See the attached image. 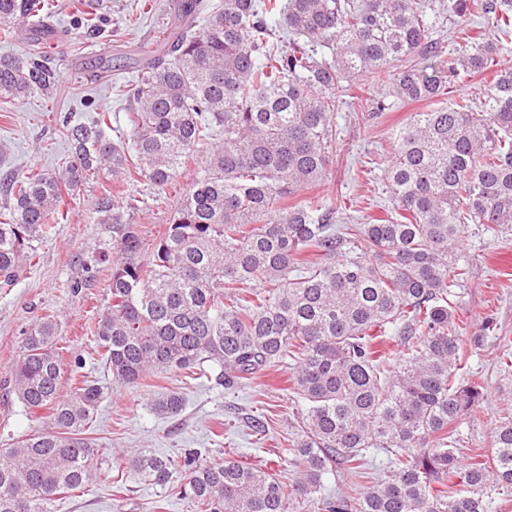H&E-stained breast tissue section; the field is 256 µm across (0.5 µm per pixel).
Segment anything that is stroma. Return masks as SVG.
<instances>
[{"instance_id":"stroma-1","label":"stroma","mask_w":512,"mask_h":512,"mask_svg":"<svg viewBox=\"0 0 512 512\" xmlns=\"http://www.w3.org/2000/svg\"><path fill=\"white\" fill-rule=\"evenodd\" d=\"M48 3L51 35L23 22L12 40L0 41V59L36 51L59 77L56 92L32 93L0 111V146L5 149L0 176L56 168L69 154L63 120L87 122L106 112L112 125H122L124 92L141 80L136 58L160 49L174 21V0H97L99 28L93 31L78 20L79 0ZM337 94L342 107L335 118L336 146L316 193L328 202L342 199L344 223L360 224L391 205L374 159L388 154L393 129L426 105L399 104L375 116L354 82L342 83ZM111 185L112 177L104 171L68 196V219L57 225L52 240L40 244L36 265L21 272L13 287L0 288V445L42 426L13 392L10 370L22 351L25 328L50 310L59 316L58 342L68 350L66 364L84 359V373L105 389L89 432L103 458L101 474L85 492L60 501L57 512H196L191 502L169 489L140 480L127 464L137 449L177 457L192 448L212 462L232 457L267 468L283 480L294 479L298 468L288 438L296 404L289 397L285 367H273L266 376L230 389L174 374L162 376L150 388L115 384L100 362L89 359L86 327L106 304L112 275V227L100 223L95 203ZM121 192L145 201L144 209L128 212L126 219L139 226L146 242H153L176 207L177 195L145 181ZM462 249L469 274L455 306L464 352L461 376L483 392L477 415L459 426L458 455L464 460L488 451L498 413L512 394V373L500 364L505 342H512V234L497 237L483 225L469 224ZM489 318L495 323L491 332L484 329ZM157 390L183 395L180 415L153 409L150 398ZM256 418L265 421V433L251 430Z\"/></svg>"}]
</instances>
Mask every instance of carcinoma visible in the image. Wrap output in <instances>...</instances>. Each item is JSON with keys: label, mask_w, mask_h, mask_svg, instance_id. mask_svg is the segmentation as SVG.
Here are the masks:
<instances>
[{"label": "carcinoma", "mask_w": 512, "mask_h": 512, "mask_svg": "<svg viewBox=\"0 0 512 512\" xmlns=\"http://www.w3.org/2000/svg\"><path fill=\"white\" fill-rule=\"evenodd\" d=\"M45 0H0V37L41 18ZM165 49L138 62L128 92L131 144L111 140L110 116L63 124L72 150L54 171L0 180V287L36 263L38 245L64 221V199L103 170L120 187L166 190L191 161L204 174L144 247L129 206L96 204L112 224L109 298L90 326L91 355L118 383L163 374L196 378L219 368L232 388L282 363L297 401L286 482L235 458L212 463L128 457L141 480L168 487L199 512H487L512 487V411L501 412L488 453L460 467L458 421L482 396L461 381L459 323L450 297L467 277L465 224L512 230V66L468 27L484 17L512 40V0H178ZM456 20L458 46L433 38ZM490 78L484 110L472 99L412 112L393 132L380 167L396 204L366 224H336V205L311 190L336 145V90L390 84L403 103L445 95L461 75ZM57 73L37 55L0 60V103L52 93ZM59 324L46 313L23 331L13 392L46 426L0 448V512H56L98 477L93 426L103 386L84 376L60 392ZM404 347L390 364L389 333ZM153 409L184 407L176 391ZM388 456L384 479L353 497L320 498L343 464L366 469L367 450Z\"/></svg>", "instance_id": "obj_1"}]
</instances>
